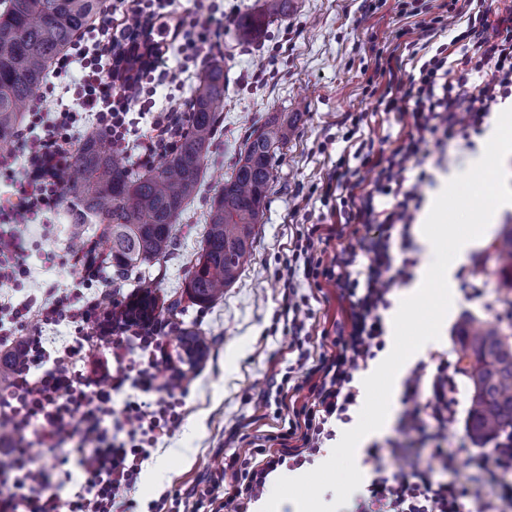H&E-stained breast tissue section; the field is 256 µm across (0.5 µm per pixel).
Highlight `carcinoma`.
Segmentation results:
<instances>
[{"label":"carcinoma","instance_id":"obj_1","mask_svg":"<svg viewBox=\"0 0 512 512\" xmlns=\"http://www.w3.org/2000/svg\"><path fill=\"white\" fill-rule=\"evenodd\" d=\"M290 0H264L260 12L237 22L244 42L258 39L273 17L288 12ZM100 0H0V149L9 147L24 112L33 102L51 64L89 25ZM224 64H210L190 104L188 128L162 162L135 175L112 155L105 137L88 134L73 154L65 192L77 200L74 222L92 218L104 225L106 256L118 273L166 256L176 242L178 224L197 194L204 162L221 122ZM296 118L270 116L247 139L230 176L211 198L203 245L191 261L185 290L205 307L224 296L238 278L256 238V227L272 179V161L286 145ZM502 285L512 288V226L497 246ZM139 302L149 305V322L178 305L159 303L157 285L141 278ZM457 365L473 388L467 426L481 444L512 428V347L499 329L473 319L460 322Z\"/></svg>","mask_w":512,"mask_h":512}]
</instances>
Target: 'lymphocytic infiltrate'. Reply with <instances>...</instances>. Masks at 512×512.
Here are the masks:
<instances>
[{"label":"lymphocytic infiltrate","instance_id":"1","mask_svg":"<svg viewBox=\"0 0 512 512\" xmlns=\"http://www.w3.org/2000/svg\"><path fill=\"white\" fill-rule=\"evenodd\" d=\"M169 5L170 0H137L119 18L102 9L56 62L52 73L63 87L46 84L18 137L20 149L37 164L21 172L13 202L0 209V285L29 275L23 228L59 206L69 159L80 144L78 129L102 133L113 153L142 166L175 146L189 101L173 95L157 106L152 85L167 76L172 56L195 62L222 50L224 12L212 4L173 19ZM409 14L414 27L397 30V52L379 59L376 68L387 81L377 103L402 132L385 148L363 142V161L375 172L371 187H364L359 169L337 163L323 186L325 196L339 198L336 223L312 225L297 246L294 266L279 276L289 335H301L307 317L297 299L296 273L332 283L343 317L318 349L295 346L292 369L305 397L277 386L275 404L285 427L254 435L248 448L213 472L207 512H250L273 474L309 463L333 439L332 422H350L359 396L355 377L385 349L383 313L416 264L407 236L420 189L431 180L425 169L429 147L468 139L494 105L512 97V5L441 0L434 7L413 0ZM462 16L465 30L436 44V36ZM149 22L156 24L159 39L132 81H121L113 52L129 46ZM424 48L430 57L421 59L418 74L407 73L405 58L418 57ZM350 223L366 228L359 248H340L324 261L319 244L342 239ZM90 286L82 278L74 288L49 287L41 298L0 304V351L21 356L0 383V512H135L132 494L143 462L183 421L185 376L160 368L166 355L162 326L134 324L120 312L119 300ZM63 323L74 326L75 337L48 351L44 328ZM23 329L28 337H20ZM458 378L455 365L441 354L411 370L398 430L419 435L430 453L390 472L380 466L385 449L367 448L377 468L352 512H464L465 501L479 498L480 485L492 482L499 490L481 498L479 512H499L501 501H512V486L498 481L499 472L512 470V430L500 432L490 449L466 452L468 473L461 480L433 479V461H452L444 432L457 415ZM126 386L134 391L124 408L131 430L121 440L112 433V394ZM30 436L56 467L75 462L83 483L72 499L62 500L54 469L37 464L23 447Z\"/></svg>","mask_w":512,"mask_h":512}]
</instances>
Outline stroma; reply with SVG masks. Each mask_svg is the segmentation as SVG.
Masks as SVG:
<instances>
[{"mask_svg": "<svg viewBox=\"0 0 512 512\" xmlns=\"http://www.w3.org/2000/svg\"><path fill=\"white\" fill-rule=\"evenodd\" d=\"M406 0H374L375 10H366L363 0H294L286 16L273 20L264 35L251 43L240 42L234 23L241 15L257 10L261 0H217L223 9L224 90L223 120L206 159L197 197L179 222L173 250L144 269L158 285L160 298L179 300V307L163 313L169 340V363L184 372L188 391L183 398L184 421L171 438L159 444L144 463L135 498L141 512H150L151 502L161 495L204 489L210 472L222 468L225 458L241 438L254 434L262 424H273V412L264 397L274 373L286 372L284 353L290 338L287 329H273V317L283 290L277 275L290 260L297 238L313 224L333 223L332 203L321 196V184L339 158L359 169L365 179L374 174L362 167L354 152L366 139L381 141L396 137L399 126L377 107L385 84L375 77L378 56L394 47V32L404 25L399 10ZM269 64L263 77L252 74L260 55ZM276 112H294L298 120L293 135L273 161V177L264 214L250 256L235 283L221 299L206 307L190 304L184 292L185 278L201 247L211 197L220 176L229 175L246 137ZM363 115L360 125L352 116ZM486 134L470 140L434 146L426 165L434 176L421 188L430 198L440 184L439 176L464 172L468 161L483 152ZM72 196H64L53 215L25 226L24 235L33 263L27 278L0 289V295L21 301L35 293L44 281H59L69 287L67 272L73 256V241L97 239L100 225L75 224ZM512 225V208L495 213L496 234L474 250L455 275L457 282L483 288L477 299H467L463 290L455 298L441 327L439 340L423 346L404 365L411 370L431 354L447 353L456 362L457 324L470 315L497 324L512 338V321L496 320L495 312L512 301V291L502 288L497 273V234ZM299 293L308 297L311 311L306 321L307 340L318 345L321 332L339 317L333 286L298 278ZM199 331L209 348L203 360L190 363L178 342L181 329ZM387 427L373 438L384 444L395 440L400 454L384 458L387 470L405 467L406 458L426 454L418 437L398 431L399 399L390 404Z\"/></svg>", "mask_w": 512, "mask_h": 512, "instance_id": "stroma-1", "label": "stroma"}]
</instances>
